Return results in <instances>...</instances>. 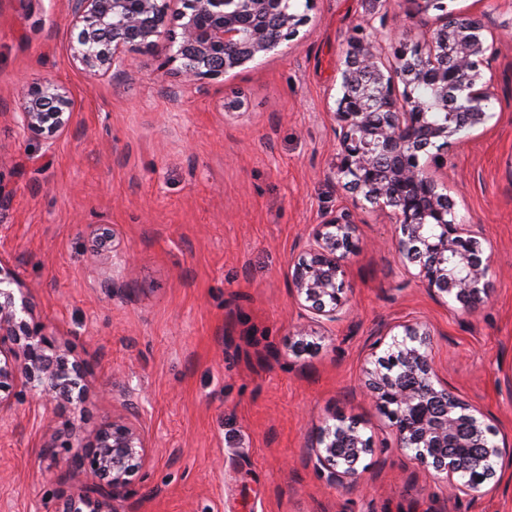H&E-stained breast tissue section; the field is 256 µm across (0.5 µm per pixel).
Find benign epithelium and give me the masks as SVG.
Returning a JSON list of instances; mask_svg holds the SVG:
<instances>
[{
	"label": "benign epithelium",
	"mask_w": 512,
	"mask_h": 512,
	"mask_svg": "<svg viewBox=\"0 0 512 512\" xmlns=\"http://www.w3.org/2000/svg\"><path fill=\"white\" fill-rule=\"evenodd\" d=\"M172 0H68L73 60L90 78L118 75L129 47L163 46L162 67L180 62L182 82L196 85L243 67L277 50L298 35L303 16L291 0H184L180 32L166 29ZM421 9L441 12L440 27L428 55L405 40L390 39L393 65L381 61L386 36L351 37L340 69L337 175L354 193V202L391 208L397 223L399 253L410 262L429 257L419 276L436 295L455 299L474 311L490 296L489 258L469 225L448 209L439 183L418 152L448 141L461 126L486 125L492 115L481 66L488 46L478 20L448 11L445 0H420ZM403 90H398V84ZM426 85L434 105L418 95ZM448 113L436 123L432 109ZM12 116L47 148L65 132L74 116L68 91L48 82L26 90ZM357 225L345 208L313 227L306 251L293 259L292 286L303 306L329 321L345 306L344 263L356 247ZM386 356L367 370L365 387L395 426L400 447L419 463L444 475L456 495L478 492L496 475L495 460L506 447L488 438L484 414L462 402L437 375L427 354L428 331L418 324L399 325ZM89 385L83 365L61 353L56 337L37 319L31 298L18 276L0 265V410L16 401L65 402L82 411ZM112 412L103 415L87 436L75 423L50 421L51 442L44 455L73 463L77 482L58 499H42L46 512H113L134 481H145L153 449L137 406L117 381L109 384ZM479 452L443 455L440 449ZM348 443L350 454L337 455ZM374 451L355 423L328 425L313 449L316 465L331 483H351L357 464Z\"/></svg>",
	"instance_id": "1"
}]
</instances>
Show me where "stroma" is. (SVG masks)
<instances>
[{
	"mask_svg": "<svg viewBox=\"0 0 512 512\" xmlns=\"http://www.w3.org/2000/svg\"><path fill=\"white\" fill-rule=\"evenodd\" d=\"M447 3L485 26L492 118L419 162L457 222L480 227L491 298L471 314L435 298L398 259L391 210L365 202L347 306L329 322L296 300L289 262L314 225L352 203L333 116L346 41L361 24L422 45L437 11L292 0L306 17L295 40L198 89L161 70L153 47L125 51L122 75L89 79L72 59L68 0H0V259L86 366L84 431L111 411L112 375L138 405L156 453L116 512H512V460L454 498L398 447L364 384L378 334L420 323L439 377L512 440V0ZM43 80L75 102L49 150L11 117ZM94 227L133 257L117 287L105 282L111 260L92 257ZM70 412L54 402L0 413V512H36L73 483L65 462L43 458L40 428ZM340 420L374 451L355 482L334 486L311 450Z\"/></svg>",
	"mask_w": 512,
	"mask_h": 512,
	"instance_id": "35a3bbf8",
	"label": "stroma"
}]
</instances>
